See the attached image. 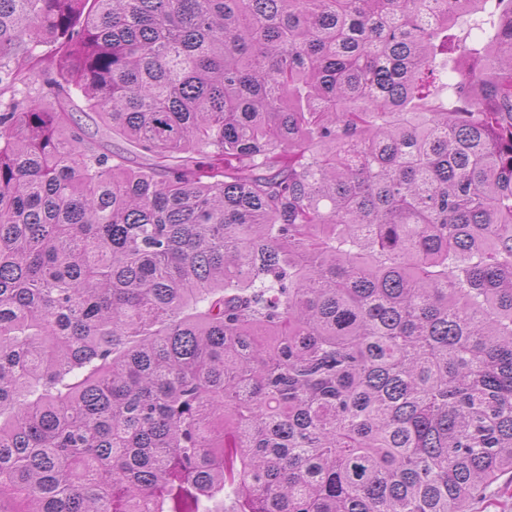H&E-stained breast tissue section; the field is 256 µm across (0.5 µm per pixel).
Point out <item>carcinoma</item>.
<instances>
[{"label": "carcinoma", "instance_id": "carcinoma-1", "mask_svg": "<svg viewBox=\"0 0 512 512\" xmlns=\"http://www.w3.org/2000/svg\"><path fill=\"white\" fill-rule=\"evenodd\" d=\"M7 92L0 512L512 473V0H0Z\"/></svg>", "mask_w": 512, "mask_h": 512}]
</instances>
